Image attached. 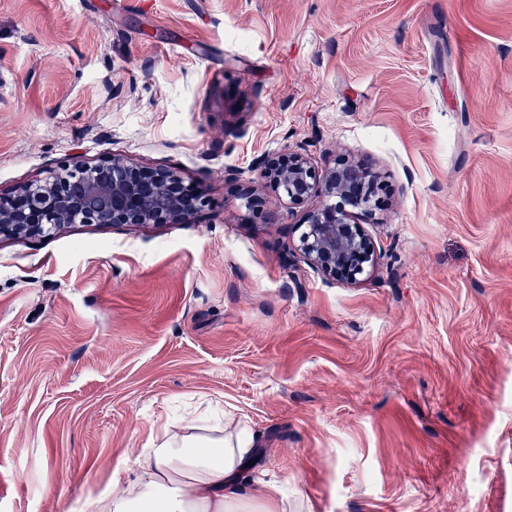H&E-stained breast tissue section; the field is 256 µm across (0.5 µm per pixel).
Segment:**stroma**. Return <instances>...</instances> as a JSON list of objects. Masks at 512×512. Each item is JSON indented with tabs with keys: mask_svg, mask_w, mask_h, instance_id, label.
<instances>
[{
	"mask_svg": "<svg viewBox=\"0 0 512 512\" xmlns=\"http://www.w3.org/2000/svg\"><path fill=\"white\" fill-rule=\"evenodd\" d=\"M381 175L359 283L236 186ZM120 155L193 223L0 242V512H70L192 411L291 512H512V0H0V193Z\"/></svg>",
	"mask_w": 512,
	"mask_h": 512,
	"instance_id": "35a3bbf8",
	"label": "stroma"
}]
</instances>
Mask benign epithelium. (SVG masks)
Masks as SVG:
<instances>
[{"label": "benign epithelium", "mask_w": 512, "mask_h": 512, "mask_svg": "<svg viewBox=\"0 0 512 512\" xmlns=\"http://www.w3.org/2000/svg\"><path fill=\"white\" fill-rule=\"evenodd\" d=\"M257 168L288 204L307 207L297 225V248L312 268L353 284L374 267L375 248L357 216L387 206V187L378 176L345 157L320 172L301 150L264 157ZM206 204L200 187L176 171L114 156L64 167L0 194V241L49 236L77 220L127 227L188 224Z\"/></svg>", "instance_id": "benign-epithelium-1"}]
</instances>
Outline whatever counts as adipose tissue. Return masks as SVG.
Returning a JSON list of instances; mask_svg holds the SVG:
<instances>
[{
    "label": "adipose tissue",
    "instance_id": "adipose-tissue-1",
    "mask_svg": "<svg viewBox=\"0 0 512 512\" xmlns=\"http://www.w3.org/2000/svg\"><path fill=\"white\" fill-rule=\"evenodd\" d=\"M255 446L250 433L231 436L220 426L150 436L76 512H288L280 485L245 484Z\"/></svg>",
    "mask_w": 512,
    "mask_h": 512
}]
</instances>
